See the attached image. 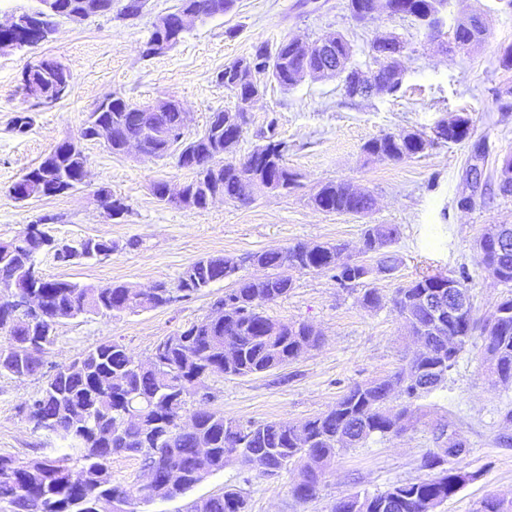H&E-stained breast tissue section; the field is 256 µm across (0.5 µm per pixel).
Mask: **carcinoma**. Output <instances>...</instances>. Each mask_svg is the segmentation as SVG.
Listing matches in <instances>:
<instances>
[{
    "label": "carcinoma",
    "instance_id": "carcinoma-1",
    "mask_svg": "<svg viewBox=\"0 0 512 512\" xmlns=\"http://www.w3.org/2000/svg\"><path fill=\"white\" fill-rule=\"evenodd\" d=\"M59 9L42 13L31 29L35 44L54 32V19L71 18L68 7L75 0H58ZM97 6L77 17L112 12L116 0H89ZM146 0H123L117 17L139 18ZM235 0H180V6L161 17L164 28H153L144 45L143 56L161 55L183 37L181 16L192 11L206 20L233 8ZM398 15L422 23L448 0H400ZM457 48L468 50L485 35L486 18L473 13L456 23ZM161 37L167 47H155ZM406 42L395 34L372 41V55H392ZM348 41L336 36L334 53L326 58L307 54L304 44L284 38L271 46L262 43L247 58L249 67L237 71L227 64L217 73L216 83L235 99H245L262 86L261 79L276 82L287 91L306 76L331 78L336 69L351 59ZM59 71L41 72L38 65L25 69L38 77L46 88L50 106L63 99L57 94ZM403 72L399 62L376 69L362 80L363 90L346 96L372 97L398 93ZM145 107L134 105L114 92L106 96L84 123L79 139L94 141L105 132L111 150L121 153L129 140L138 141L145 153L164 158L177 152V164L193 171V179L183 185L187 206L204 209L212 196L240 204L254 200L255 191L288 194L299 186L298 174L277 152L279 140L260 134L264 144L245 159L234 158L243 128L232 122L234 110L212 113L204 131L183 139L181 114L177 110L157 112L148 121L141 119ZM471 136L470 118L453 115L440 121L427 136L416 131L386 133L368 140L363 153L378 161L401 162L419 157L439 142H463ZM65 141L51 150L39 165L23 178L32 185L36 197L56 196L83 183L87 158L81 148ZM498 192L512 195V155L500 163ZM311 204L322 211L365 216L374 207L373 197L345 180L321 185L311 196ZM44 231L37 224L27 225L13 239L15 248L0 252V322L10 315L9 286L18 283L40 294L45 319L34 325L21 317L5 333L0 344V376L24 380L43 367V355L56 340L57 326L65 320L87 314L116 316L167 306L179 299L204 291L224 279L233 287L214 305L224 306V321L213 324L209 317L190 324L158 342L161 361L152 370L136 365L126 348L116 342H103L81 355L82 369L69 373L63 367L47 376L40 392L21 404L20 412L34 428L58 435L68 442V457L56 461L31 458L18 461L0 454V512H91L103 501L112 512H137L145 501L165 500L183 494L207 476L224 469L230 462L256 469L264 476L277 475L301 463L300 479L291 489L293 497L307 502L316 497L325 468L345 448H355L373 436H397L404 431L410 407L435 390L455 365L459 354L476 338L482 339L480 359L491 382L512 386V294L500 299L490 318L479 321L469 306L461 315H451L455 303L448 300L447 285L470 292L469 277L421 274L397 289L395 307L404 317L412 336L421 344L406 365L394 374L357 383L321 415L302 424L285 420L242 423L224 417L210 408L197 415L192 427L180 425L190 414V402L206 390V380L214 375L246 377L289 365L320 343V333L306 322L284 324L264 314L265 306L286 296L293 288L292 273L331 272L342 288L363 286L360 304L367 309L383 305L384 296L369 280L374 272L397 268V258L388 250L398 238L394 224H367L363 229L362 253L372 254L376 265L353 261L340 267L341 243L296 242L277 251L249 254L269 270L262 281L243 274L231 256H212L189 264L174 286L157 284L144 297L122 284L96 288L66 280H49L36 266ZM476 246L484 250L480 265L498 284L512 288V224H490ZM112 241L98 239L94 245L70 247V259L97 258L112 253ZM136 413L140 422L127 427L124 419ZM436 447L422 458L420 468L427 477L414 482L396 483L375 495L354 494L336 502L331 512H435L455 495L475 474L459 466L467 453V443L448 425L435 428ZM137 454L143 469L153 473L152 494L140 498L133 490L103 481L112 456ZM193 512H248L247 497L236 488L226 487L220 495L196 502ZM478 512H512V502L497 497L481 501Z\"/></svg>",
    "mask_w": 512,
    "mask_h": 512
}]
</instances>
